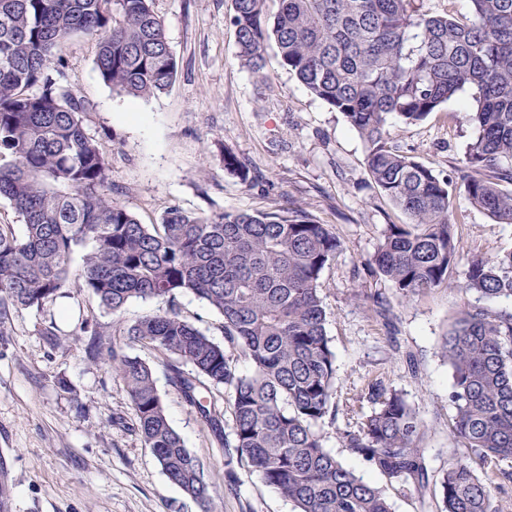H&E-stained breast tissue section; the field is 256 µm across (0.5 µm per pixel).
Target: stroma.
<instances>
[{
  "mask_svg": "<svg viewBox=\"0 0 512 512\" xmlns=\"http://www.w3.org/2000/svg\"><path fill=\"white\" fill-rule=\"evenodd\" d=\"M178 62L172 86L134 99L103 83L95 70L94 39L77 35L61 51L68 86L87 104L86 130L112 154L111 179L120 200L145 224L171 207L193 214L223 210L306 209L333 225L344 250L321 277L326 329L336 353L337 403L360 397L369 380L383 378L417 410L433 467L460 450L448 432L454 413L452 371L441 341L463 302L512 314V298L462 293L465 258L512 249V224L475 209L465 194L453 206L461 264L442 287L401 301L367 264L385 228L406 216L374 187L361 138L341 113L315 98L276 61L260 84L235 56L229 23L232 0H153ZM461 92L443 111L403 125L392 120L395 145L450 174L476 130L461 111ZM140 113L137 121L129 113ZM232 148L259 177L246 187L224 174ZM390 305L389 320L372 312L373 297ZM96 329L104 347H116L149 365L167 416L204 465L212 501L202 506L172 484L136 430L126 387L108 364L91 360L81 324ZM348 424L338 412L323 427L325 446L364 480L385 488L393 512H436L437 487L418 494L386 479L344 447ZM224 444L168 383L166 356L112 333V316L94 297L69 287L43 309L0 304V502L5 512H294L262 484L247 463L235 466L236 486L224 477Z\"/></svg>",
  "mask_w": 512,
  "mask_h": 512,
  "instance_id": "stroma-1",
  "label": "stroma"
}]
</instances>
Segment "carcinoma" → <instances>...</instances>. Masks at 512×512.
<instances>
[{"label":"carcinoma","mask_w":512,"mask_h":512,"mask_svg":"<svg viewBox=\"0 0 512 512\" xmlns=\"http://www.w3.org/2000/svg\"><path fill=\"white\" fill-rule=\"evenodd\" d=\"M153 0H0V199L26 225L0 224V302L42 309L74 281L112 314V335L167 355L171 386L202 422L223 434L222 411L201 390H224L231 433L227 482L238 458L296 512H392L389 498L325 447L336 420V355L326 332L320 279L344 248L329 224L302 208L188 214L165 211L143 224L113 195L111 157L88 135L86 109L66 84L58 52L78 33L97 39L101 80L146 99L174 81L178 63ZM239 64L261 80L268 46L280 68L341 113L365 146L379 195L408 218L387 225L369 272L403 300L450 284L460 255L451 197L512 224V0H469L455 17L424 0H232ZM478 131L460 181L391 145L390 120L415 125L464 89ZM224 174L250 186L248 164L224 150ZM91 240L80 270L75 247ZM466 292L512 298V249L466 261ZM192 293L224 319V342L188 321L178 297ZM133 299L166 308L127 325ZM455 415L448 431L465 455L434 471L426 429L404 394L367 383L368 413L356 412L342 442L391 482L439 489L437 512H503L493 496L512 459V314L465 302L442 337ZM107 357L124 382L145 447L167 478L206 504L200 460L171 426L153 372L116 349ZM251 373L239 371L240 362Z\"/></svg>","instance_id":"1"}]
</instances>
